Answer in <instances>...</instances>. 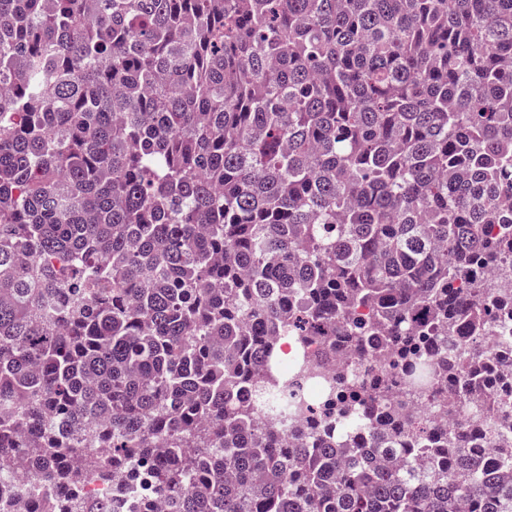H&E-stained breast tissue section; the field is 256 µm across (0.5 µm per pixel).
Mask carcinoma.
<instances>
[{"label": "carcinoma", "instance_id": "1", "mask_svg": "<svg viewBox=\"0 0 512 512\" xmlns=\"http://www.w3.org/2000/svg\"><path fill=\"white\" fill-rule=\"evenodd\" d=\"M0 464L132 466L167 512H512V436L448 413L512 272V0H0ZM375 365L285 418L277 337ZM464 346L461 360L433 352ZM96 495L40 512H111ZM438 399L439 394L433 393L416 395L414 398L409 396L394 398L386 403L376 405L372 413H369L367 409L359 410L356 413L357 424L336 426V431L346 443H361L366 440L368 435L381 429L380 425L385 424L393 414L401 413L411 420L431 422L437 414Z\"/></svg>", "mask_w": 512, "mask_h": 512}]
</instances>
